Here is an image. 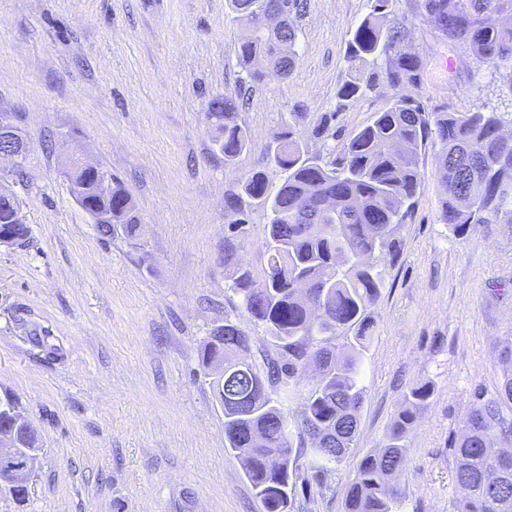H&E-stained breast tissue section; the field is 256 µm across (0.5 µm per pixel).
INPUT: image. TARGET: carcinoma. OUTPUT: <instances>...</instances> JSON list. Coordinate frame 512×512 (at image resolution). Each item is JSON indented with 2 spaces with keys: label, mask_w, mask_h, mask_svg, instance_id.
<instances>
[{
  "label": "carcinoma",
  "mask_w": 512,
  "mask_h": 512,
  "mask_svg": "<svg viewBox=\"0 0 512 512\" xmlns=\"http://www.w3.org/2000/svg\"><path fill=\"white\" fill-rule=\"evenodd\" d=\"M237 19L250 26L241 34L236 58L241 83L264 81L268 72L287 77L295 67L294 18L307 0H229ZM393 0H368V13L347 41L348 78L336 92V109L315 119L297 103L282 116L269 142L271 163L282 173L276 191L265 172L249 173L225 208L239 215L233 228L244 233L247 208L265 210L262 274L238 263L237 246L224 244V270L241 309L262 324L275 356L259 365L244 357L250 341L232 322L215 328L200 351L203 375L224 410V438L264 512H291L298 481L293 451L310 456L315 474L337 465L355 446L364 399L363 354L370 337L371 308L385 288L375 253L390 249L399 225L412 216L421 186L420 153L430 140L442 145L435 175L444 187L440 221L457 229L469 224L512 223V138L503 139L501 112H428L420 101L396 98L354 132L339 155L309 152L301 127L336 138L333 121L348 102L378 86H416L425 63L413 50L407 28L393 18ZM424 17L451 44L466 43L480 59L504 68L512 83V0H423ZM239 102L224 95L207 104L205 121L213 148L232 164L250 145L237 121ZM84 196L112 209V223L97 225L104 237L117 230L137 236L140 222L133 199L118 181L112 197L100 198L94 183ZM19 202L0 199V235L16 246L29 240ZM496 394L475 393L451 444L452 478L462 490L454 512H512V448H497L493 432L512 438V350ZM319 375L303 393L296 420L272 392L303 386L310 366ZM433 390L416 386L383 436L381 450L356 466L345 512H400L401 494L392 479L407 458L406 439L429 406ZM14 431L23 445L19 460L35 461L37 436L27 423L0 414V432ZM300 440L293 448V436Z\"/></svg>",
  "instance_id": "cac0c4a2"
}]
</instances>
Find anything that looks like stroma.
I'll list each match as a JSON object with an SVG mask.
<instances>
[{
  "label": "stroma",
  "instance_id": "obj_1",
  "mask_svg": "<svg viewBox=\"0 0 512 512\" xmlns=\"http://www.w3.org/2000/svg\"><path fill=\"white\" fill-rule=\"evenodd\" d=\"M395 9L426 62L407 95L430 112L512 113V88L448 43L422 0ZM366 13L367 0H308L293 72L244 91L229 0H0V113L15 116L28 146L22 173L0 162V186L16 193L30 229L26 246H0V399L20 403L40 445L27 500L0 494V512H263L199 367L228 321L250 336V359L270 352L225 276L224 199L251 171L279 184L266 148L295 103L335 112V138L306 139L324 154L397 97L384 85L335 110L345 42ZM241 91L251 143L228 165L204 112ZM76 148L125 185L138 239H101L71 196L63 168ZM439 152L428 143L412 218L395 254L377 257L386 286L364 355L357 443L304 485L294 512H344L358 461L426 383L434 394L395 479L401 512H453L462 496L450 445L475 392L500 386L512 344V223L460 234L441 223Z\"/></svg>",
  "mask_w": 512,
  "mask_h": 512
}]
</instances>
